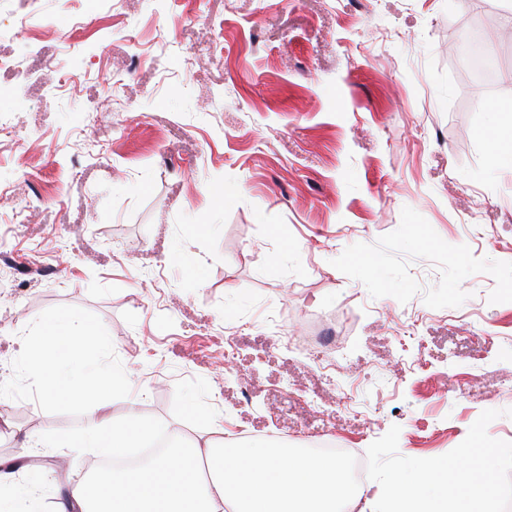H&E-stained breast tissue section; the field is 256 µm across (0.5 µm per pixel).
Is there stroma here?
<instances>
[{"instance_id": "obj_1", "label": "stroma", "mask_w": 512, "mask_h": 512, "mask_svg": "<svg viewBox=\"0 0 512 512\" xmlns=\"http://www.w3.org/2000/svg\"><path fill=\"white\" fill-rule=\"evenodd\" d=\"M506 30L512 0H65L0 37V458L88 418L25 368L54 311L111 340V420L196 440L195 406L301 448L396 425L433 458L499 409L512 441V169L484 137L512 100ZM328 333L330 379L283 342ZM30 467L50 512L98 458Z\"/></svg>"}]
</instances>
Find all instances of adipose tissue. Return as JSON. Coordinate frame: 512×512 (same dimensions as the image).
Instances as JSON below:
<instances>
[{
    "mask_svg": "<svg viewBox=\"0 0 512 512\" xmlns=\"http://www.w3.org/2000/svg\"><path fill=\"white\" fill-rule=\"evenodd\" d=\"M112 346L98 325L67 312L47 314L24 341L25 365L39 380L42 399L78 403L125 390L123 374L103 369ZM158 423L136 413L103 426L89 417L72 445L113 460L111 474L60 488L52 512H348L362 495L339 458L270 442L225 440L212 424L210 438L171 445L145 463L125 466L130 449L153 442ZM43 440L28 436L20 452L0 459L5 512H32L33 489L22 484L26 459Z\"/></svg>",
    "mask_w": 512,
    "mask_h": 512,
    "instance_id": "adipose-tissue-1",
    "label": "adipose tissue"
}]
</instances>
